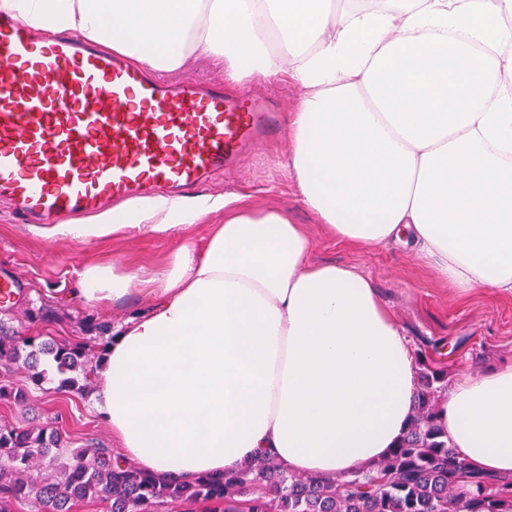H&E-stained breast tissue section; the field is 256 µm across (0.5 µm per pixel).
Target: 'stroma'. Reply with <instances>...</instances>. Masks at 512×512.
Instances as JSON below:
<instances>
[{"mask_svg": "<svg viewBox=\"0 0 512 512\" xmlns=\"http://www.w3.org/2000/svg\"><path fill=\"white\" fill-rule=\"evenodd\" d=\"M174 77L223 81L227 92H260L291 116L300 92L286 76H261L240 84L227 80L224 68L205 56L188 58ZM290 133L258 153L240 159L235 169L206 188L208 197H236L256 209L282 208L305 226L312 243L311 258L353 266L369 278L386 307L396 316L415 353L431 357L449 379L484 373L512 361V294L491 288L462 291L442 279L424 260L390 245L358 247L337 241L303 206L288 171ZM223 211L203 214L194 223L166 233L118 230L90 240L46 238L15 221L0 205V268L17 272L25 282L24 301L0 308V320L21 336L72 338L84 336L86 324H117L141 310L145 301L133 295L112 304L86 303L74 295L82 273L93 266L150 273L163 267L185 244L203 246L212 225L223 223ZM55 311L52 319L41 317ZM0 380L26 389L25 402L0 401V424L58 429L74 448H116L111 432L98 420L91 393L58 389L56 382L29 387L19 368H0Z\"/></svg>", "mask_w": 512, "mask_h": 512, "instance_id": "obj_1", "label": "stroma"}]
</instances>
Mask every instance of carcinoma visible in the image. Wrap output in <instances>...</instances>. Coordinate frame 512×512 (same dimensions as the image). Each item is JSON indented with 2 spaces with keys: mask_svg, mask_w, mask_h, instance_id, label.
Segmentation results:
<instances>
[{
  "mask_svg": "<svg viewBox=\"0 0 512 512\" xmlns=\"http://www.w3.org/2000/svg\"><path fill=\"white\" fill-rule=\"evenodd\" d=\"M102 359L82 341L38 342L0 326V366L24 369L38 389L48 381L42 362L49 361L58 388L85 393ZM417 366L412 423L374 474L326 480L290 474L263 457L232 475L168 483L146 476L110 448H71L56 429L0 424V512L30 497L53 512H72L75 503L88 500L106 512H170L177 505H202L205 512H512V477L473 471L437 423L447 372L422 354ZM36 460L48 461L51 469L38 483L28 477Z\"/></svg>",
  "mask_w": 512,
  "mask_h": 512,
  "instance_id": "1",
  "label": "carcinoma"
}]
</instances>
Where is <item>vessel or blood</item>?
Returning a JSON list of instances; mask_svg holds the SVG:
<instances>
[{
  "label": "vessel or blood",
  "mask_w": 512,
  "mask_h": 512,
  "mask_svg": "<svg viewBox=\"0 0 512 512\" xmlns=\"http://www.w3.org/2000/svg\"><path fill=\"white\" fill-rule=\"evenodd\" d=\"M280 133L279 113L223 82L166 78L0 12V199L22 223L209 185ZM21 286L0 271V306Z\"/></svg>",
  "instance_id": "1"
}]
</instances>
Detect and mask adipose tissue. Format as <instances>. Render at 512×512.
I'll use <instances>...</instances> for the list:
<instances>
[{"label":"adipose tissue","instance_id":"1","mask_svg":"<svg viewBox=\"0 0 512 512\" xmlns=\"http://www.w3.org/2000/svg\"><path fill=\"white\" fill-rule=\"evenodd\" d=\"M156 72L198 53L236 81L290 62L288 168L342 242L410 244L461 290L512 294V0H0ZM220 209L203 250L150 274L86 269L88 303L138 294L94 373L96 412L152 478L221 477L256 457L326 478L406 434L414 348L372 282L310 258L303 225L236 198H147L48 237L165 232ZM438 421L473 470L512 474V363L453 380Z\"/></svg>","mask_w":512,"mask_h":512}]
</instances>
